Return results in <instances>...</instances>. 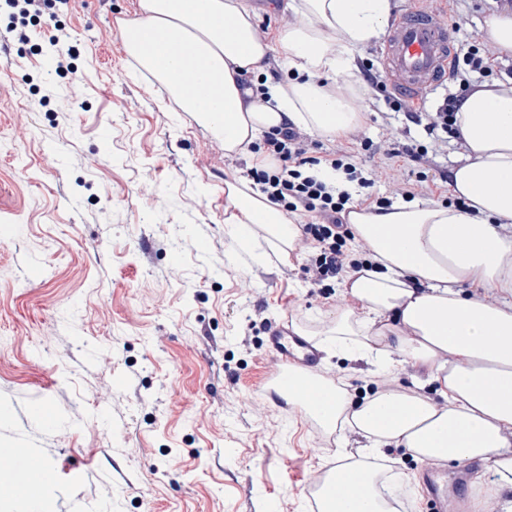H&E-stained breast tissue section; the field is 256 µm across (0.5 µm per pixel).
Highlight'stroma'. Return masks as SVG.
I'll list each match as a JSON object with an SVG mask.
<instances>
[{
  "mask_svg": "<svg viewBox=\"0 0 512 512\" xmlns=\"http://www.w3.org/2000/svg\"><path fill=\"white\" fill-rule=\"evenodd\" d=\"M138 0H78L75 12L37 23L18 42L0 9V445L34 449L55 474L47 512H314L310 480L337 450L359 454L356 432H329L262 379L272 360L267 331L282 312L325 331L352 305L343 286L312 285L294 258L292 275L262 228L248 249L226 233L225 183L246 178L252 153L228 156L180 109L156 104L121 35ZM399 8L449 18L457 44L481 45L478 22L496 0H399ZM73 48L67 69L43 53L55 26ZM361 110L352 162L367 171L385 151L424 144L425 163L402 161L376 192L426 175L419 200L453 205L439 174L464 148L431 144L413 112H432L456 79L420 102L389 108L384 96L350 85ZM208 249L199 252L198 240ZM320 378H339L361 398L374 384L433 390L413 363L380 366L371 355L325 349ZM44 399L55 420L31 418ZM106 415H99V403ZM386 466L411 475L397 512H428L424 462L400 448ZM469 512H494L506 498L478 466Z\"/></svg>",
  "mask_w": 512,
  "mask_h": 512,
  "instance_id": "1",
  "label": "stroma"
}]
</instances>
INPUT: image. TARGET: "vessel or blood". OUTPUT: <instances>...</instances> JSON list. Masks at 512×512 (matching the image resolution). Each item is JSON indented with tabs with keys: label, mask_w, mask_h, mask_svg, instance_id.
<instances>
[{
	"label": "vessel or blood",
	"mask_w": 512,
	"mask_h": 512,
	"mask_svg": "<svg viewBox=\"0 0 512 512\" xmlns=\"http://www.w3.org/2000/svg\"><path fill=\"white\" fill-rule=\"evenodd\" d=\"M456 52L447 18L410 10L396 15L391 23L380 61L390 87L402 96L419 100L442 85ZM267 346L272 365L266 386L283 394L292 386L296 372H312L324 357L316 340L296 332L287 317L273 325ZM427 500L431 512H447L449 508L448 492L440 487L433 470L427 475Z\"/></svg>",
	"instance_id": "1"
}]
</instances>
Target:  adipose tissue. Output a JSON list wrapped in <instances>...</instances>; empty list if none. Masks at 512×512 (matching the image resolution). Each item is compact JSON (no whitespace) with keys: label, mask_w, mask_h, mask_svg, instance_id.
<instances>
[{"label":"adipose tissue","mask_w":512,"mask_h":512,"mask_svg":"<svg viewBox=\"0 0 512 512\" xmlns=\"http://www.w3.org/2000/svg\"><path fill=\"white\" fill-rule=\"evenodd\" d=\"M297 16L273 42L255 36L258 15L249 0H138L122 25L127 54L161 83L181 111L194 113L228 155L283 123L334 139L361 116L347 94L326 81L348 68L354 53L384 30L388 0H275ZM169 40L156 38L157 30ZM193 56L178 52L183 42ZM281 51L288 82L269 81L245 103L241 81L262 73ZM197 97H182L186 78ZM465 156L450 188L461 208L401 204L376 214L353 210L355 237L374 252L378 268L346 286L353 306L337 311L328 329L338 345L386 358L395 350L421 368L433 397L379 391L352 401L316 375L302 376L320 404L307 413L329 430L346 424L370 451L392 446L414 459L480 460L512 489V78L471 91L457 114ZM227 233L247 247L250 227L264 226L280 259L290 262L300 232L287 214L251 183L228 184ZM470 295H462L461 287ZM494 289L502 304L481 299ZM392 485L379 465L337 452L315 493L319 512H393Z\"/></svg>","instance_id":"1"}]
</instances>
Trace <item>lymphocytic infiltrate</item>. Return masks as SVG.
<instances>
[{
	"label": "lymphocytic infiltrate",
	"mask_w": 512,
	"mask_h": 512,
	"mask_svg": "<svg viewBox=\"0 0 512 512\" xmlns=\"http://www.w3.org/2000/svg\"><path fill=\"white\" fill-rule=\"evenodd\" d=\"M312 147L306 133L292 123H284L269 132L264 141L274 166L251 170L250 176L288 216L303 218V269L311 282L319 285L327 279L355 275L373 266L372 261L357 259L354 250L347 246L354 238L347 222L354 203L352 194L329 185L320 177V170L331 168L343 175L345 181L363 188L373 187L378 173L358 172L343 144L333 145L319 157L312 155Z\"/></svg>",
	"instance_id": "f902f5d3"
}]
</instances>
